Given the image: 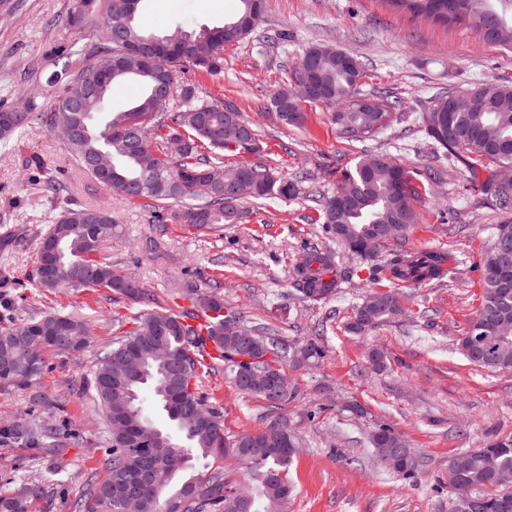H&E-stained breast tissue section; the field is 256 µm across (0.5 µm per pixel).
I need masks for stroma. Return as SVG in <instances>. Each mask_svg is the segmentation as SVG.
Listing matches in <instances>:
<instances>
[{"label": "stroma", "instance_id": "stroma-1", "mask_svg": "<svg viewBox=\"0 0 512 512\" xmlns=\"http://www.w3.org/2000/svg\"><path fill=\"white\" fill-rule=\"evenodd\" d=\"M76 5L15 0L10 11L0 10V101L51 104L54 46L94 41L99 24L90 18L85 33H77L69 24ZM237 6L238 0H144L139 20L165 35L222 25ZM315 43L359 58L361 94L392 92L397 104L387 127L349 141L339 137L327 108L309 103L302 126L276 118L274 94ZM488 81L512 82V50L484 44L461 26L414 17L388 0H264L254 31L225 46L219 75L185 70L174 82L194 87L206 101L233 104L255 129L257 151L225 149V167L247 161L275 168L298 182L299 197L248 202L246 223L217 230L156 224L144 202L111 194L74 166L55 134L32 125L18 141L0 146V238L7 240L0 248V317L75 312L90 320L93 344L101 347L112 341L113 319L132 312L126 299L101 289L40 292L29 285L40 232L59 211L56 199L43 192L45 181L55 180L73 203L111 209L116 229L100 254L134 275L158 305L177 309L184 281L204 288L217 281L225 305L245 326L266 327L291 341L320 336L323 358L287 368L293 396L283 412L300 439L288 474L294 487L288 512H448L447 489L436 487L428 473L408 486L382 471L367 435L376 424H390L435 463L492 438L512 437V370L472 364L456 346L482 300L478 265L506 215L464 164L444 162L420 124L436 93ZM376 148L414 171L419 219L375 261L340 253L336 265L350 273L340 292L320 305L302 301L291 274L307 246L324 239L316 200L334 191L343 169ZM149 239L156 249L145 250ZM397 249L445 253L449 273L439 282L389 280L384 260ZM383 290L398 293L405 317L365 337L350 334L346 323L354 306ZM373 347L384 352V369L369 364ZM44 358L37 388L58 402L56 417L66 425L59 446L69 474L67 484L54 490L51 512H69L86 477L102 474L110 430L84 389L93 352L49 350ZM202 388L222 407L227 433L255 431L272 419L261 398L240 393L223 371L205 374ZM352 403L365 415L349 411ZM49 462L22 440L0 443V492L6 478L36 474Z\"/></svg>", "mask_w": 512, "mask_h": 512}]
</instances>
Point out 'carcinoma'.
Returning a JSON list of instances; mask_svg holds the SVG:
<instances>
[{
	"instance_id": "1",
	"label": "carcinoma",
	"mask_w": 512,
	"mask_h": 512,
	"mask_svg": "<svg viewBox=\"0 0 512 512\" xmlns=\"http://www.w3.org/2000/svg\"><path fill=\"white\" fill-rule=\"evenodd\" d=\"M247 0H239L235 14L224 25L190 32L186 57L167 60L166 67L148 75H124L125 59L115 53L110 31L100 43L65 49L60 84L53 102L40 108L35 102L20 112L0 104V143H8L36 122L52 132L61 125L75 131L63 145L76 166L97 179L95 163L106 153L112 160V181L124 183L120 198L129 202L149 201L154 218L185 227L212 229L239 224L244 218L241 204L247 200L292 199L297 185L279 177L266 165L242 163L234 187L224 181H206L203 172L224 166V149L252 152L257 149L254 129L231 105L208 102L186 87L180 100H160L156 87L173 79L178 69L189 68L217 75L224 65V46L250 34L237 27L246 13ZM416 17L433 18L464 26L482 41L512 47V0H391ZM314 61L319 82L327 90L323 104L336 109L333 120L340 137L358 140L387 125L395 102L386 95H357L362 66L347 51L327 44L305 50ZM347 58L343 67L336 54ZM112 70V80L97 94L85 91L80 81L93 77L98 68ZM138 81L142 94L127 109L107 110L115 84ZM459 102L448 112V98ZM304 86L298 72L273 97L278 118L288 125L304 122ZM425 133L452 164L466 154L482 169L512 166V85L485 82L465 90L450 88L436 97L423 117ZM414 172L383 152L365 155L341 171L336 192L320 203L319 222L331 242L361 258L374 256L377 247L398 238L416 223ZM483 190L497 208L512 211V181L499 182L490 175ZM115 229L112 210L67 205L40 237L37 259L29 284L43 291L71 288H104L128 300L137 312L128 318L132 328L121 332L112 345L96 358L90 388L93 401L111 429V447L106 449L102 478L88 479L86 496L73 512H123L120 487L147 459L166 460L154 486L140 498L136 512H288L293 487L288 471L296 457L299 440L281 416L256 431L236 435L224 433L223 412L201 391L203 373L216 366L243 394L264 399L279 410L288 393L272 398L266 393V375L287 361H312L322 357V345L314 338L296 345L260 328L251 330L252 352L242 350L224 325L238 317L224 306L217 291H205L185 283L179 295L189 306L179 310L153 306V298L132 276L116 269L99 256L102 243ZM512 242V224L494 227L489 250L479 269L483 286L482 303L468 330L459 337L462 354L488 370H512V287L504 288L498 275L500 240ZM58 246L56 285L50 286L41 272L47 243ZM448 255L436 251L394 252L384 269L389 279L402 283H426L448 275ZM292 277L303 300L321 304L342 287L336 272L332 246L310 248ZM405 314L398 294L376 291L355 307L348 329L356 334L393 323ZM204 322H199L200 317ZM66 327L64 337L46 347L64 354H81L90 348L91 326L86 317L74 313H34L26 319L0 324L1 389H25L29 381L44 374L46 364L29 361L28 336L54 335L56 325ZM216 347L217 356L205 352ZM141 361L131 374L128 356ZM150 392L187 445L173 441L144 414L142 395ZM148 428L153 440L142 444L131 435ZM59 435L51 422L18 424L0 429V442L22 439L32 449L50 447ZM376 460L402 482L411 485L418 477L433 472L440 487L451 491L448 512H470L469 500H484V512H512V496L503 492L499 480L512 475V437L489 440L482 448L461 450L435 467L394 427L378 424L368 435ZM64 469L49 466L45 475L31 480L8 482L0 492V512H48L54 477Z\"/></svg>"
}]
</instances>
